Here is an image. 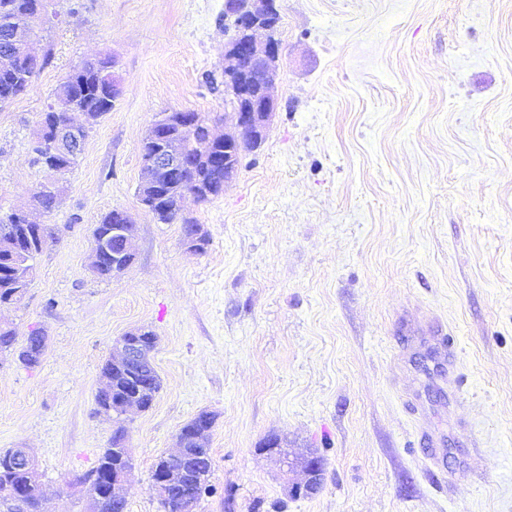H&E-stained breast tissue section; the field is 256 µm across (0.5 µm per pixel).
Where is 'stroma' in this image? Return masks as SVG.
<instances>
[{
  "label": "stroma",
  "mask_w": 512,
  "mask_h": 512,
  "mask_svg": "<svg viewBox=\"0 0 512 512\" xmlns=\"http://www.w3.org/2000/svg\"><path fill=\"white\" fill-rule=\"evenodd\" d=\"M33 48L48 65L0 107V215L40 186L31 218L58 230L20 304L18 340L47 336L39 366L0 355V450L30 449L46 512H87L72 483L112 435L96 416L101 367L137 327L158 338L161 389L124 424L127 512H159L151 484L180 427L207 411L213 491L196 512H512V0H278L279 109L222 194L187 197L209 237L190 251L137 189L140 147L164 114L231 127L207 73L224 59V0H54ZM115 56L122 92L76 165L32 163L37 122L84 59ZM126 212L135 258L89 269L101 215ZM442 323L457 369L430 379ZM447 443L427 467L417 431ZM280 450H266L271 438ZM324 463L321 489L291 496Z\"/></svg>",
  "instance_id": "35a3bbf8"
}]
</instances>
